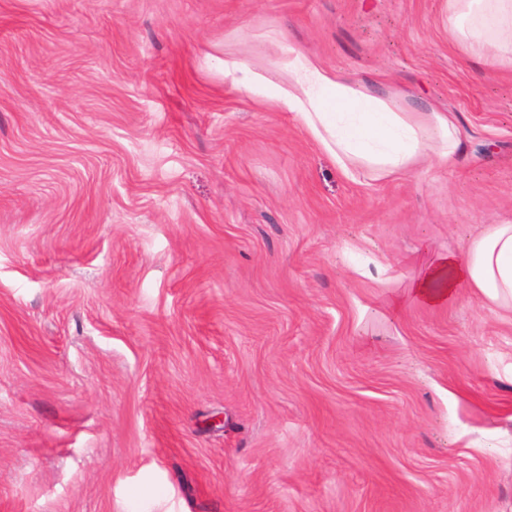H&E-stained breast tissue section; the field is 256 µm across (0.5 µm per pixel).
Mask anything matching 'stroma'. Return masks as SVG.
Returning <instances> with one entry per match:
<instances>
[{
    "mask_svg": "<svg viewBox=\"0 0 512 512\" xmlns=\"http://www.w3.org/2000/svg\"><path fill=\"white\" fill-rule=\"evenodd\" d=\"M292 49L462 153L340 169ZM495 52L448 0H0V512H512V312L406 297L512 223Z\"/></svg>",
    "mask_w": 512,
    "mask_h": 512,
    "instance_id": "obj_1",
    "label": "stroma"
}]
</instances>
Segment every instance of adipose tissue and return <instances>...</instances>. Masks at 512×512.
<instances>
[{"label":"adipose tissue","mask_w":512,"mask_h":512,"mask_svg":"<svg viewBox=\"0 0 512 512\" xmlns=\"http://www.w3.org/2000/svg\"><path fill=\"white\" fill-rule=\"evenodd\" d=\"M450 3L452 24L465 41L478 43L493 34L499 53L492 65L512 64V0ZM284 68L288 79L279 89L277 107L295 113L313 140L340 165L366 161L393 173L409 166L428 141L436 142L435 155L444 163L461 150L458 126L441 113L394 111L294 50ZM462 288L512 310V224L486 225L463 253L428 255L407 294L434 307L454 300Z\"/></svg>","instance_id":"1"}]
</instances>
